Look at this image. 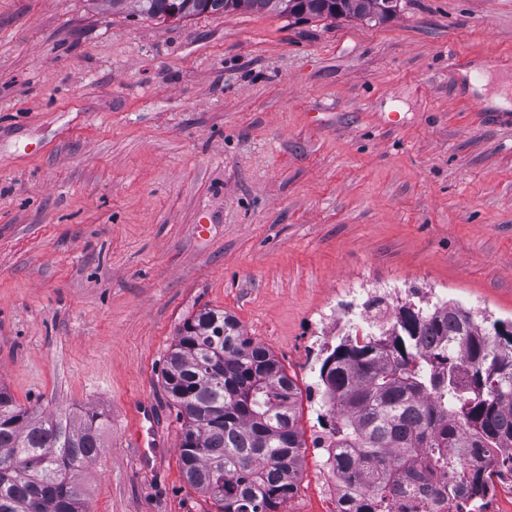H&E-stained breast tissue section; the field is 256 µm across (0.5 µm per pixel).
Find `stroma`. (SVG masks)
<instances>
[{
    "label": "stroma",
    "instance_id": "1",
    "mask_svg": "<svg viewBox=\"0 0 512 512\" xmlns=\"http://www.w3.org/2000/svg\"><path fill=\"white\" fill-rule=\"evenodd\" d=\"M495 94L512 100V0H399L377 24L0 0V386L106 420L89 512H217L185 481L162 377L204 308L300 389L303 477L280 512H336L313 442L351 286L512 323Z\"/></svg>",
    "mask_w": 512,
    "mask_h": 512
}]
</instances>
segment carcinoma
<instances>
[{
	"instance_id": "1",
	"label": "carcinoma",
	"mask_w": 512,
	"mask_h": 512,
	"mask_svg": "<svg viewBox=\"0 0 512 512\" xmlns=\"http://www.w3.org/2000/svg\"><path fill=\"white\" fill-rule=\"evenodd\" d=\"M149 18H188L241 8L284 15L279 0H111ZM307 18H391L397 2L300 0ZM385 343L343 341L319 377L324 430L345 483L360 489L340 512H391L395 495L420 492L428 463L442 489L475 496L512 456L466 471L450 448H512V329L453 303L424 314L396 309ZM165 391L185 419L180 458L188 483L219 512H278L303 473L299 391L266 347L238 321L205 309L186 321L163 370ZM102 419L36 415L0 389V512H87L79 472L96 457Z\"/></svg>"
}]
</instances>
